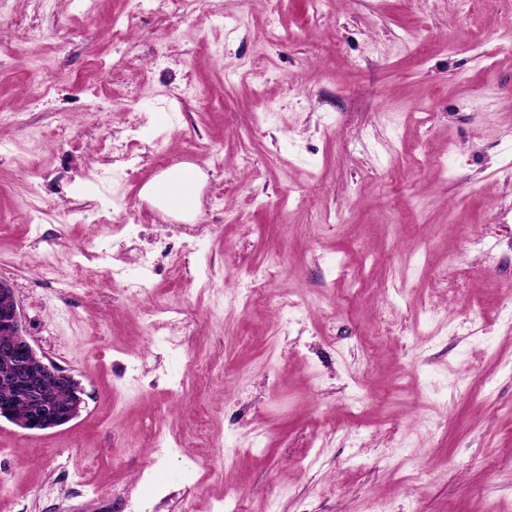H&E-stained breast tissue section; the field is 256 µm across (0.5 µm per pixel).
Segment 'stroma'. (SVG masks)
I'll list each match as a JSON object with an SVG mask.
<instances>
[{"label":"stroma","instance_id":"35a3bbf8","mask_svg":"<svg viewBox=\"0 0 512 512\" xmlns=\"http://www.w3.org/2000/svg\"><path fill=\"white\" fill-rule=\"evenodd\" d=\"M124 14L0 0V279L85 400L0 512H512V0ZM205 175L193 164H181L148 182L142 195L160 210L185 222H193L200 208Z\"/></svg>","mask_w":512,"mask_h":512}]
</instances>
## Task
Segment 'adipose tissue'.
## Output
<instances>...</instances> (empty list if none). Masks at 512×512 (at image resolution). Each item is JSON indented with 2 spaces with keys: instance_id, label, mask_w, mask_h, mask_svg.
Wrapping results in <instances>:
<instances>
[{
  "instance_id": "1",
  "label": "adipose tissue",
  "mask_w": 512,
  "mask_h": 512,
  "mask_svg": "<svg viewBox=\"0 0 512 512\" xmlns=\"http://www.w3.org/2000/svg\"><path fill=\"white\" fill-rule=\"evenodd\" d=\"M205 176L193 164H181L164 171L142 189L143 196L160 210L185 222L199 213Z\"/></svg>"
}]
</instances>
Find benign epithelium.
I'll use <instances>...</instances> for the list:
<instances>
[{"mask_svg": "<svg viewBox=\"0 0 512 512\" xmlns=\"http://www.w3.org/2000/svg\"><path fill=\"white\" fill-rule=\"evenodd\" d=\"M0 419L27 431H43L76 419L84 404L77 397L63 402L58 385L70 378L64 369L46 360L30 343L13 289L0 281ZM26 410L19 412V405Z\"/></svg>", "mask_w": 512, "mask_h": 512, "instance_id": "7a95c632", "label": "benign epithelium"}]
</instances>
